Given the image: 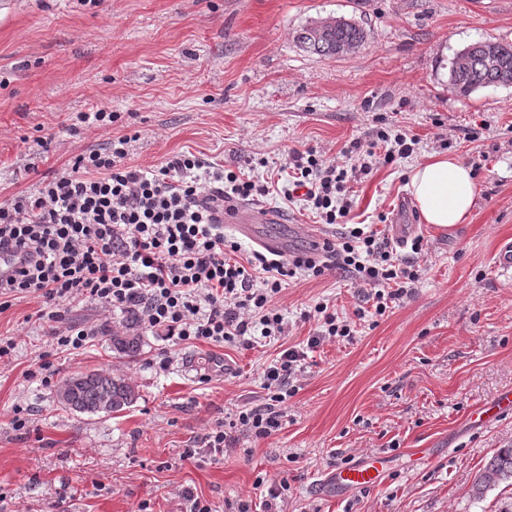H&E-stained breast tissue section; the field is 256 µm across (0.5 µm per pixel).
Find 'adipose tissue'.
<instances>
[{
    "mask_svg": "<svg viewBox=\"0 0 512 512\" xmlns=\"http://www.w3.org/2000/svg\"><path fill=\"white\" fill-rule=\"evenodd\" d=\"M407 189L424 222L441 228L464 223L476 195L471 168L450 154H439L414 166Z\"/></svg>",
    "mask_w": 512,
    "mask_h": 512,
    "instance_id": "1",
    "label": "adipose tissue"
}]
</instances>
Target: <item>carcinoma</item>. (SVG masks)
Masks as SVG:
<instances>
[{
  "instance_id": "1",
  "label": "carcinoma",
  "mask_w": 512,
  "mask_h": 512,
  "mask_svg": "<svg viewBox=\"0 0 512 512\" xmlns=\"http://www.w3.org/2000/svg\"><path fill=\"white\" fill-rule=\"evenodd\" d=\"M309 26L296 31L295 40L309 55L320 58H334L337 49L349 45L357 49L363 47L368 35L364 27L345 18L336 19L324 38L318 42L309 37ZM469 47L471 65L465 70L450 67V84L462 94H469L491 83L495 86H512V43L485 39L478 40ZM498 52L506 67H490L483 56V48ZM117 351L127 357L140 354L141 342L137 336H112ZM138 398L135 387L124 377L112 376L99 371L76 373L58 386L56 401L65 410L77 413L110 416L133 405ZM512 481V447L500 448L477 475L473 484V496L483 495L502 483Z\"/></svg>"
}]
</instances>
